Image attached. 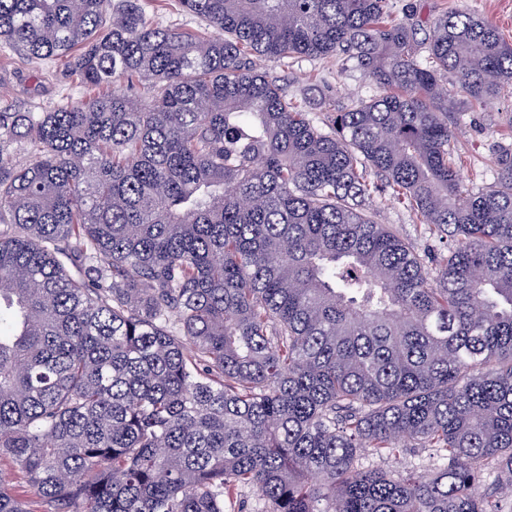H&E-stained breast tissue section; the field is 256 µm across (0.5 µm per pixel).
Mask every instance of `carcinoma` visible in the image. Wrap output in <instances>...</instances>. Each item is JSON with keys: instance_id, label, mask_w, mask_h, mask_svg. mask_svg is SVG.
<instances>
[{"instance_id": "carcinoma-1", "label": "carcinoma", "mask_w": 512, "mask_h": 512, "mask_svg": "<svg viewBox=\"0 0 512 512\" xmlns=\"http://www.w3.org/2000/svg\"><path fill=\"white\" fill-rule=\"evenodd\" d=\"M174 2L222 35L0 0V47L90 91L0 107V462L43 512H512V143L464 184L443 83L487 108L512 44L389 0ZM329 54L380 94L325 86L326 131L256 60ZM408 448L435 467L357 465ZM0 512H29L1 481ZM373 207L375 219L397 231L401 237L412 243L420 252L431 251L432 256L439 255L443 246L436 235L424 224H418L413 214L402 206L389 200L375 198Z\"/></svg>"}]
</instances>
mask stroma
Instances as JSON below:
<instances>
[{
    "mask_svg": "<svg viewBox=\"0 0 512 512\" xmlns=\"http://www.w3.org/2000/svg\"><path fill=\"white\" fill-rule=\"evenodd\" d=\"M417 4L422 20H430L460 7L467 8L499 28L503 37L512 42V0H390L396 18H403L407 4ZM263 72L287 87L289 94L303 100L319 123L327 125L330 111L327 102L317 93L320 85L335 87L338 98L370 96L376 87L342 57L299 58L285 61H263ZM72 98L84 96L81 88L63 90L54 77L44 74L39 65L0 48V106L47 107L56 103L62 93ZM454 120L461 127L457 149L462 156L461 176L466 184L487 186L493 183V146L500 141H512V94L503 93L495 106L481 111H460ZM379 223L388 225L419 251L440 254L443 250L436 235L426 225L417 223L413 214L402 206L378 200L373 204Z\"/></svg>",
    "mask_w": 512,
    "mask_h": 512,
    "instance_id": "1",
    "label": "stroma"
}]
</instances>
